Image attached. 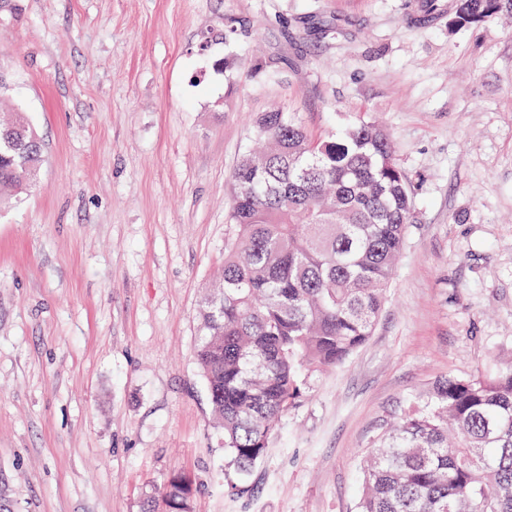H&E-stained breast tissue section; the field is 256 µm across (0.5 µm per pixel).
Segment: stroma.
<instances>
[{
    "label": "stroma",
    "instance_id": "obj_1",
    "mask_svg": "<svg viewBox=\"0 0 512 512\" xmlns=\"http://www.w3.org/2000/svg\"><path fill=\"white\" fill-rule=\"evenodd\" d=\"M422 0H10L0 119L43 145L0 205V502L355 512L360 461L441 379L512 356V21ZM237 32L225 37L224 22ZM313 135L380 121L414 222L369 341L306 372L242 493L195 351L230 173L272 104ZM190 484L183 478H169L159 489L170 512H188L184 508L189 504Z\"/></svg>",
    "mask_w": 512,
    "mask_h": 512
}]
</instances>
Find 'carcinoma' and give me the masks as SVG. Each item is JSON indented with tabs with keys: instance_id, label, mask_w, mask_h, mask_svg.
Wrapping results in <instances>:
<instances>
[{
	"instance_id": "obj_1",
	"label": "carcinoma",
	"mask_w": 512,
	"mask_h": 512,
	"mask_svg": "<svg viewBox=\"0 0 512 512\" xmlns=\"http://www.w3.org/2000/svg\"><path fill=\"white\" fill-rule=\"evenodd\" d=\"M512 13V0H461L466 26ZM23 129L29 160L5 140ZM231 174L223 284L199 309L196 360L224 431L228 466L247 476L299 397L300 367L332 368L371 336L413 219L411 181L388 135L365 118L314 137L295 113H262ZM42 147L22 118L0 124V205L30 184ZM357 512H512V362L448 376L372 448ZM169 512L189 483L168 479Z\"/></svg>"
}]
</instances>
